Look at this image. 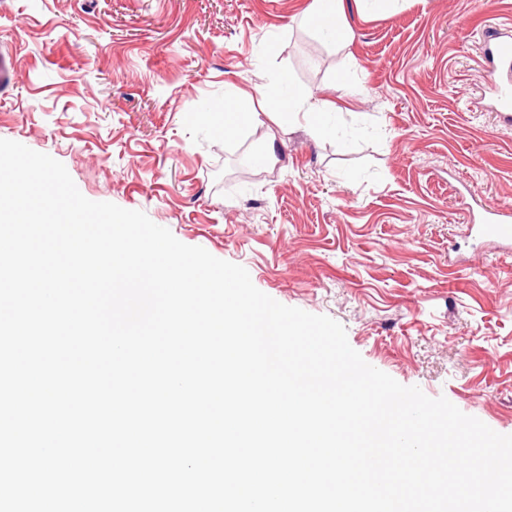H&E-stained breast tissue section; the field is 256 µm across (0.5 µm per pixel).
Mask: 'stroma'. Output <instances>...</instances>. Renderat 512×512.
<instances>
[{
    "label": "stroma",
    "mask_w": 512,
    "mask_h": 512,
    "mask_svg": "<svg viewBox=\"0 0 512 512\" xmlns=\"http://www.w3.org/2000/svg\"><path fill=\"white\" fill-rule=\"evenodd\" d=\"M318 0H0V138L63 163L87 199L140 210L341 323L369 365L512 434V120L486 106L484 42L512 0H366L342 36ZM326 99L330 122L281 108ZM249 99L217 132L200 102ZM245 178L231 159L266 142ZM479 236L512 244V207L488 206L476 225Z\"/></svg>",
    "instance_id": "1"
}]
</instances>
